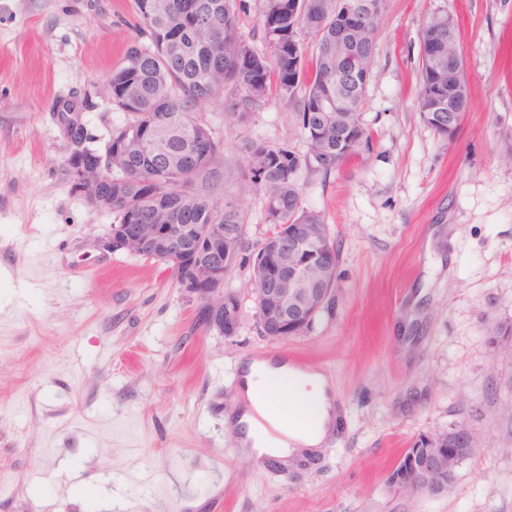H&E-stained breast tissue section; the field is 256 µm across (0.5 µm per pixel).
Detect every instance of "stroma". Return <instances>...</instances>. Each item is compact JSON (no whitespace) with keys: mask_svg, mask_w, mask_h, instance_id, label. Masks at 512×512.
<instances>
[{"mask_svg":"<svg viewBox=\"0 0 512 512\" xmlns=\"http://www.w3.org/2000/svg\"><path fill=\"white\" fill-rule=\"evenodd\" d=\"M455 23L469 107L454 138L419 107V32ZM135 0H0V512H512V0H385L360 112L368 146L300 169L338 251L334 300L299 336L260 330L250 258L271 226L253 142L307 151L298 102L246 119L232 89L198 118L221 145L213 188L244 226L224 273L235 336L206 329L165 264L97 239L115 213L75 191L56 114L106 152L130 117L106 78L145 42ZM293 354L342 414L327 448L284 464L235 445L242 363ZM477 441L444 494L389 481L420 437Z\"/></svg>","mask_w":512,"mask_h":512,"instance_id":"stroma-1","label":"stroma"}]
</instances>
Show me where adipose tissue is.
<instances>
[{"label":"adipose tissue","mask_w":512,"mask_h":512,"mask_svg":"<svg viewBox=\"0 0 512 512\" xmlns=\"http://www.w3.org/2000/svg\"><path fill=\"white\" fill-rule=\"evenodd\" d=\"M240 386L241 407L236 418L241 453L260 462L268 457L285 459L298 450L316 449L329 443L335 409L324 374L285 366L277 368L267 361L252 362L245 365ZM282 400L301 410L308 424L301 428L284 423V436L276 439L253 425L252 414Z\"/></svg>","instance_id":"adipose-tissue-1"}]
</instances>
